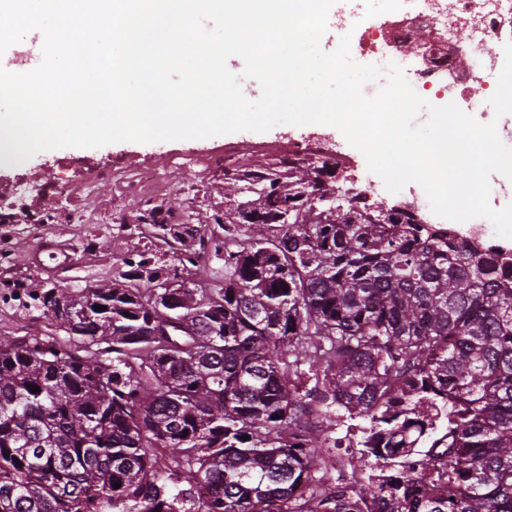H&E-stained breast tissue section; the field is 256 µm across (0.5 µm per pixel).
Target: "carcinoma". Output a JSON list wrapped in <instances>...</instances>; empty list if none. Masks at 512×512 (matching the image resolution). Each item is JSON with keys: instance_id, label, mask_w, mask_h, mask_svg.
<instances>
[{"instance_id": "obj_1", "label": "carcinoma", "mask_w": 512, "mask_h": 512, "mask_svg": "<svg viewBox=\"0 0 512 512\" xmlns=\"http://www.w3.org/2000/svg\"><path fill=\"white\" fill-rule=\"evenodd\" d=\"M224 179V283L141 254L145 288L42 292L64 342L0 337V512H512V249L312 164ZM346 418L436 450L342 488Z\"/></svg>"}]
</instances>
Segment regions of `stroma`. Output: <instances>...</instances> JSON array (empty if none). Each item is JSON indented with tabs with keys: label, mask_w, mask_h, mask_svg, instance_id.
Listing matches in <instances>:
<instances>
[{
	"label": "stroma",
	"mask_w": 512,
	"mask_h": 512,
	"mask_svg": "<svg viewBox=\"0 0 512 512\" xmlns=\"http://www.w3.org/2000/svg\"><path fill=\"white\" fill-rule=\"evenodd\" d=\"M311 143L337 149L344 155L348 180L372 199L416 204L428 223L445 226L434 215L422 188L407 184L402 192L384 190L382 179L369 172L364 156L336 131L317 125L282 124L264 133L242 131L205 139L138 144L123 142L100 148H60L43 151L14 166L0 159V203L21 200L25 210L50 216L47 224H0V336L29 335L64 338L51 326L32 292L59 288L72 293L121 280L125 260L137 253L157 256L169 248L148 224L118 223L117 213H134L147 200L126 195L124 188L143 170H156L167 190L158 202L176 223L197 227L213 241L224 239L214 219L224 213V174L245 166L275 165V150ZM118 162L110 179L96 173L109 162ZM68 182L71 193L46 194L19 199L18 186L30 171ZM68 248L72 266L54 270L40 265L35 256L43 241Z\"/></svg>",
	"instance_id": "obj_1"
}]
</instances>
